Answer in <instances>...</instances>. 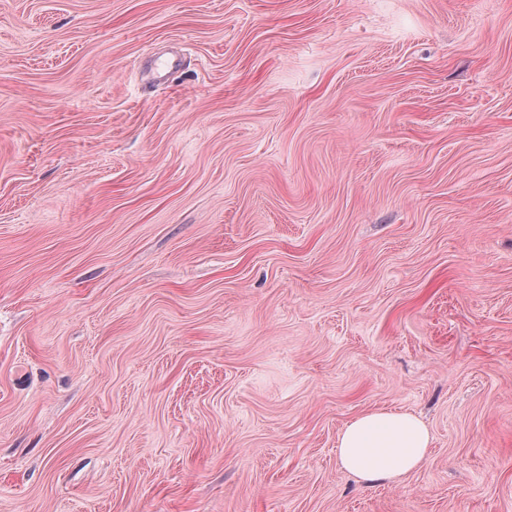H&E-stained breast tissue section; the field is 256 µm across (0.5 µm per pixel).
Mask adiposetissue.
<instances>
[{
    "label": "adipose tissue",
    "instance_id": "obj_1",
    "mask_svg": "<svg viewBox=\"0 0 512 512\" xmlns=\"http://www.w3.org/2000/svg\"><path fill=\"white\" fill-rule=\"evenodd\" d=\"M430 444L428 427L413 414L371 410L346 423L338 436L337 456L343 469L373 485L419 469Z\"/></svg>",
    "mask_w": 512,
    "mask_h": 512
}]
</instances>
